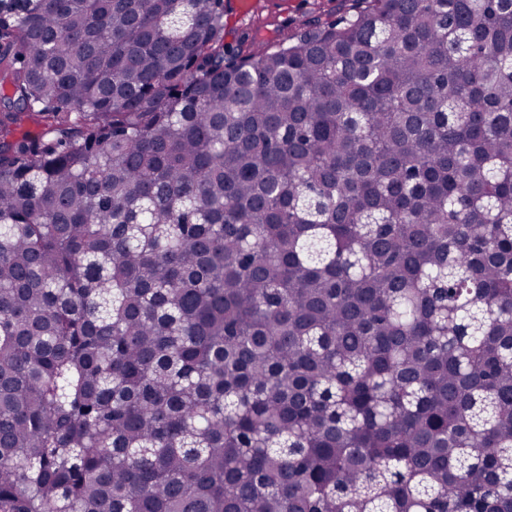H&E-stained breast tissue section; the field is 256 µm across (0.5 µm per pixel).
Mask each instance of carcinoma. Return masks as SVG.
Wrapping results in <instances>:
<instances>
[{
    "mask_svg": "<svg viewBox=\"0 0 512 512\" xmlns=\"http://www.w3.org/2000/svg\"><path fill=\"white\" fill-rule=\"evenodd\" d=\"M0 512H512V0H0ZM251 8L241 14L234 7L224 11V45L248 50L260 41L291 38L301 24L313 16L333 19L343 0H250Z\"/></svg>",
    "mask_w": 512,
    "mask_h": 512,
    "instance_id": "cac0c4a2",
    "label": "carcinoma"
}]
</instances>
